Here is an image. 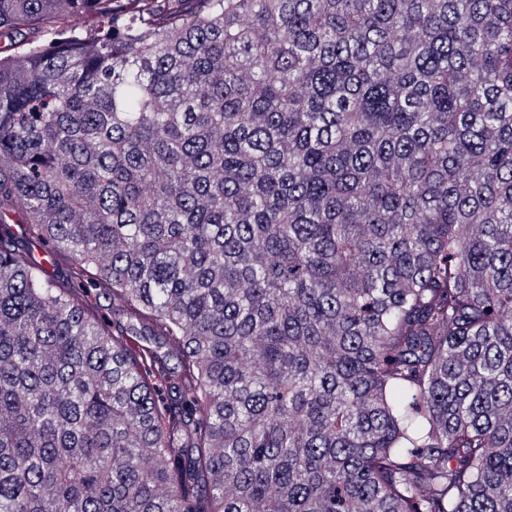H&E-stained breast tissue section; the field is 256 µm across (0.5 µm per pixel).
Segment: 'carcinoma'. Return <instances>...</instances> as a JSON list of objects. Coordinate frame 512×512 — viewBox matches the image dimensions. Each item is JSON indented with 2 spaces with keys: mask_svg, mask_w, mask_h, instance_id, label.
Listing matches in <instances>:
<instances>
[{
  "mask_svg": "<svg viewBox=\"0 0 512 512\" xmlns=\"http://www.w3.org/2000/svg\"><path fill=\"white\" fill-rule=\"evenodd\" d=\"M189 2L0 0V512H512V0ZM67 27L72 33L83 34L85 31H105L111 30L112 25H109L101 21L96 16L85 12L84 10H76L71 13L68 17Z\"/></svg>",
  "mask_w": 512,
  "mask_h": 512,
  "instance_id": "cac0c4a2",
  "label": "carcinoma"
}]
</instances>
